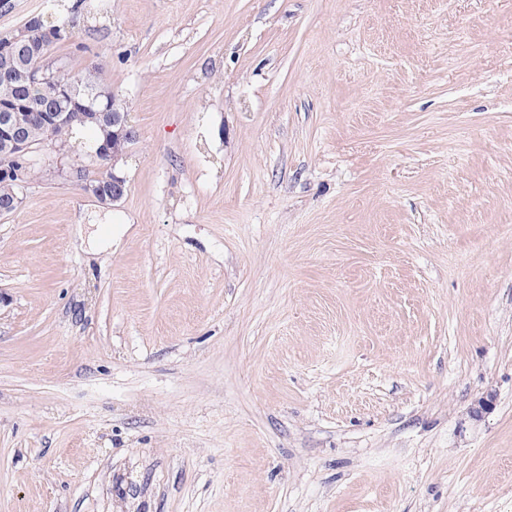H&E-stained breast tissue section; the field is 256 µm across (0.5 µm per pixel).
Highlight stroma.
<instances>
[{
	"label": "stroma",
	"instance_id": "stroma-1",
	"mask_svg": "<svg viewBox=\"0 0 512 512\" xmlns=\"http://www.w3.org/2000/svg\"><path fill=\"white\" fill-rule=\"evenodd\" d=\"M111 4V252L81 133L0 217V512H512V0ZM99 169H97V171H90L88 169L83 168V171H86L87 178L89 177L90 181L93 184L97 185L98 187L104 188V190L106 191H112L110 194H102L98 190L97 186L91 184L90 181L86 178H82L81 180L77 181L81 182V186L83 187L85 192L98 198L102 204H113L121 200L126 192V185L124 191V178L120 176H113L112 178L111 171H100Z\"/></svg>",
	"mask_w": 512,
	"mask_h": 512
}]
</instances>
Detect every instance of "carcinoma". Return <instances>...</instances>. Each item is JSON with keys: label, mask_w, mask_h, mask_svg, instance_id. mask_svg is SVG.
<instances>
[{"label": "carcinoma", "mask_w": 512, "mask_h": 512, "mask_svg": "<svg viewBox=\"0 0 512 512\" xmlns=\"http://www.w3.org/2000/svg\"><path fill=\"white\" fill-rule=\"evenodd\" d=\"M91 10L92 4L86 0H76L65 9L61 0H49L45 13L55 18L57 31L54 39L43 44L37 31L49 28L45 20L35 29L24 23L0 34V114L13 119L36 150L70 145L76 128L101 135L99 126L85 121L78 101L86 104L94 100L93 109L105 113L108 120L112 113L124 111L122 103L113 98L108 79L97 75L90 85L80 84L83 70L66 57H53L55 50L70 41L81 17Z\"/></svg>", "instance_id": "carcinoma-1"}]
</instances>
